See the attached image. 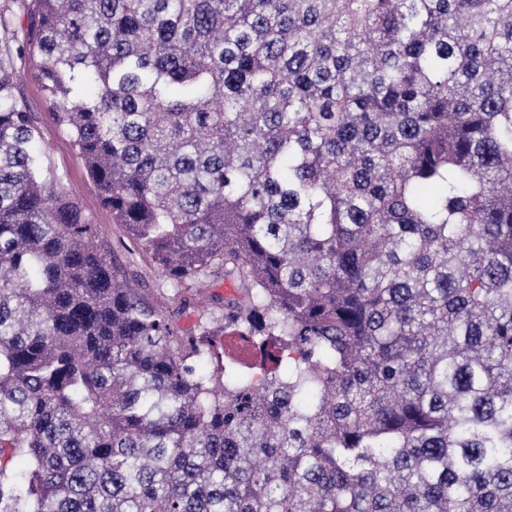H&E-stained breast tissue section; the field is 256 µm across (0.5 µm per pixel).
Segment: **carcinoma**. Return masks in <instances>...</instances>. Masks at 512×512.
<instances>
[{
	"mask_svg": "<svg viewBox=\"0 0 512 512\" xmlns=\"http://www.w3.org/2000/svg\"><path fill=\"white\" fill-rule=\"evenodd\" d=\"M0 512H512V0H0ZM17 66L26 71V78L21 84L22 90L34 112H38L40 116L38 144L45 153L46 164L62 177L67 192L89 214L96 229L98 245L114 254L129 271L134 269L147 284L144 288H168L163 285L164 277L150 268L146 252L129 242L119 224L112 223V213L101 204L82 160L73 150L67 134L48 112V105L43 99L32 61L29 59L22 64L18 61ZM129 261L134 267L129 268Z\"/></svg>",
	"mask_w": 512,
	"mask_h": 512,
	"instance_id": "carcinoma-1",
	"label": "carcinoma"
}]
</instances>
